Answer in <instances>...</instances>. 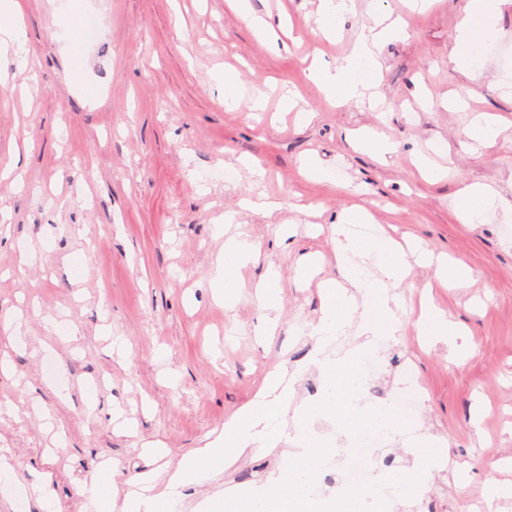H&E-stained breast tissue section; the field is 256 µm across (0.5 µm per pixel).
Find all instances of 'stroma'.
<instances>
[{
    "instance_id": "1",
    "label": "stroma",
    "mask_w": 512,
    "mask_h": 512,
    "mask_svg": "<svg viewBox=\"0 0 512 512\" xmlns=\"http://www.w3.org/2000/svg\"><path fill=\"white\" fill-rule=\"evenodd\" d=\"M65 0H27L26 55L36 76L25 92L0 91V455L15 479L54 476L61 512H93L82 481L108 461L127 481L154 469L140 449L161 442L178 461L224 431L268 374L298 371L295 403H317L324 378L313 364L321 315L316 282L298 261L320 255V279L339 278L329 227L363 205L374 224L419 241L434 256L465 263L467 288L442 287L431 266H413L392 291L407 327L379 340L380 364L364 379L370 404L398 405L416 391L420 435L446 442L415 495L400 499L386 480L410 471L414 453L400 429L384 441V463L370 475L396 512H512V497L486 501L483 484L512 485V93L497 73L512 68V0L500 5V38L478 54V84L449 60L468 0H354L335 41L317 24L319 0H251L282 24L284 51L271 52L225 0H89L78 44L53 34ZM401 18L407 35L383 44L372 83L376 102L332 105L310 81L312 60L335 64L379 15ZM235 73L243 93H267L265 111L224 105L213 81ZM97 86L85 100L80 82ZM472 87L467 109L450 101ZM311 112L300 123L285 96ZM502 116L496 140L465 147L473 113ZM373 128L398 145L379 159L357 131ZM442 147L446 179L423 181L413 159ZM316 158L331 182L303 174ZM260 166L263 181L250 169ZM492 186L506 209L459 223L453 205L465 184ZM266 193L278 209L258 213L242 199ZM259 248L233 309L215 301L211 279L225 234ZM278 273L279 320L267 329L256 289ZM445 310L462 334L425 344L413 325L425 300ZM55 315L75 338L47 332ZM64 378L68 398L54 380ZM99 388L95 405L81 393ZM295 442L246 454L201 485L180 491L191 512L225 489H273Z\"/></svg>"
}]
</instances>
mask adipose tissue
<instances>
[{
    "mask_svg": "<svg viewBox=\"0 0 512 512\" xmlns=\"http://www.w3.org/2000/svg\"><path fill=\"white\" fill-rule=\"evenodd\" d=\"M498 0H469L465 14L460 20L450 61L455 68L465 71L468 78L480 80L479 72L472 70L468 59L474 49L493 45L498 38L497 12ZM403 28L398 20H391L381 29H369L361 34L354 43L348 57L334 68H317L312 70L313 79L338 105H345L361 94L362 84L357 77L360 69L377 64V52L383 41L402 36ZM503 200L490 186L484 184H467L456 194L455 212L458 220L471 224L486 219L487 215L501 207ZM258 254L255 243L248 238L237 235L224 242V255L220 258L212 278L218 300L225 308H232L239 296L244 282L241 271L253 262ZM423 447L422 455L417 456L415 472H395L388 481L398 488L402 495H412L423 476L436 463L443 450L442 443L430 436L419 442ZM0 479L9 483L14 496L25 499L36 497L44 512H56V495L52 486L51 474H42L31 485L15 482L14 467L7 457H0Z\"/></svg>",
    "mask_w": 512,
    "mask_h": 512,
    "instance_id": "ef3b65f1",
    "label": "adipose tissue"
}]
</instances>
